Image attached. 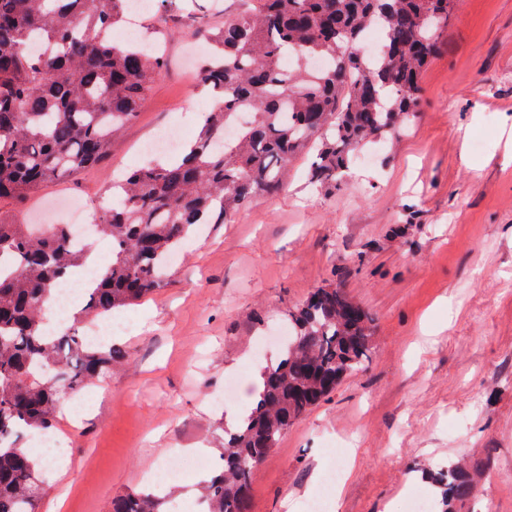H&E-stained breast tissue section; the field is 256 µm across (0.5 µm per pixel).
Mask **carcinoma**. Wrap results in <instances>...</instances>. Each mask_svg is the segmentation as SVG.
I'll use <instances>...</instances> for the list:
<instances>
[{
    "mask_svg": "<svg viewBox=\"0 0 512 512\" xmlns=\"http://www.w3.org/2000/svg\"><path fill=\"white\" fill-rule=\"evenodd\" d=\"M128 0H0V202L30 196L112 155V140L149 97L166 59L112 31ZM448 0H254L218 28L198 86L213 96L181 153L118 182L100 208L97 235L111 260L85 289L69 330L42 325L50 295L84 264L66 224L38 233L0 206V512H39L37 462L19 452L45 434L63 395L112 369L124 354L85 342L84 322L134 305L163 286L165 257L200 224H229L251 200L283 188L288 165L310 153L308 180L333 191L359 152L392 141L421 100L419 79L448 27ZM377 27L374 57L359 51ZM329 65L311 69L314 59ZM292 331L241 422L224 431L217 473L203 485L205 512H250L251 480L281 435L342 379L363 370L373 349L371 314L328 285L289 307ZM456 466L432 480L444 512L476 492ZM165 498L131 492L109 512H165Z\"/></svg>",
    "mask_w": 512,
    "mask_h": 512,
    "instance_id": "obj_1",
    "label": "carcinoma"
}]
</instances>
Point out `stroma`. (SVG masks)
Wrapping results in <instances>:
<instances>
[{"instance_id": "35a3bbf8", "label": "stroma", "mask_w": 512, "mask_h": 512, "mask_svg": "<svg viewBox=\"0 0 512 512\" xmlns=\"http://www.w3.org/2000/svg\"><path fill=\"white\" fill-rule=\"evenodd\" d=\"M165 0L141 28L165 46L136 121L109 164L62 184L94 205L112 180L141 166L158 131L193 138L188 112L211 102L190 85L183 54L198 24L222 26L246 0ZM418 112L345 185H308L304 160L286 186L253 199L230 224L192 240L162 288L120 310L134 321L113 337L125 358L85 385L56 427L65 467L43 465L62 500L41 512H108L113 496L161 489L195 506L170 458L218 459L228 413L250 401L261 342L282 312L333 284L374 319L371 359L280 437L256 471L250 512H405L434 498L425 470L484 463L457 512H512V0H458L420 79ZM249 382L224 400L226 377ZM343 476L324 488L332 466Z\"/></svg>"}]
</instances>
